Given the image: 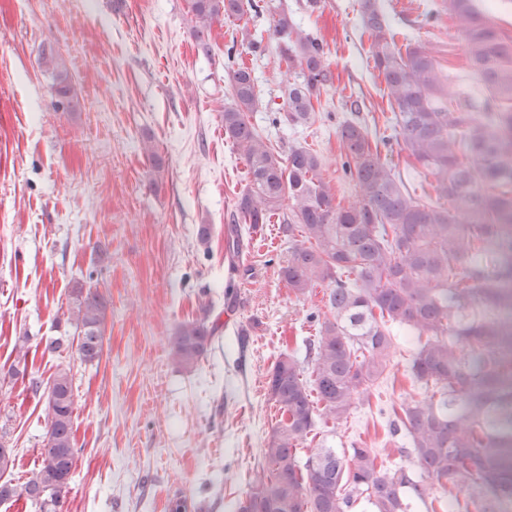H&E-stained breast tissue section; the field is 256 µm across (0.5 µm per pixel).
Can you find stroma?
<instances>
[{"mask_svg":"<svg viewBox=\"0 0 512 512\" xmlns=\"http://www.w3.org/2000/svg\"><path fill=\"white\" fill-rule=\"evenodd\" d=\"M242 19L215 22L199 56L190 0H0V437L14 450L5 472L25 482L41 462L47 385L73 379L76 465L60 512H237L281 413L268 395L283 352L304 355L316 336L325 286L304 297L280 275L288 241L278 221L232 225L247 165L224 136L226 53L242 30L265 45L244 54L260 95L250 121L276 151L312 148L342 203L355 184L342 171L338 129L360 118L383 162L423 202L440 205L435 179L410 167L398 144L385 83L361 34L358 0H255ZM321 40L332 82L314 120L284 122L278 4ZM392 28L433 46L449 89L482 102L448 0H378ZM54 47L79 98L54 111V79L41 63ZM163 160L155 172L144 141ZM208 239H201V225ZM241 251H226L230 232ZM107 302L103 355L83 362L62 320L73 290ZM214 330L200 364L169 358L178 325ZM68 346L57 356L47 340ZM412 344L398 341L383 377L317 440L360 444L378 465L410 466L406 438L390 435L393 410L424 394L404 374Z\"/></svg>","mask_w":512,"mask_h":512,"instance_id":"stroma-1","label":"stroma"}]
</instances>
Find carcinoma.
Here are the masks:
<instances>
[{
	"instance_id": "carcinoma-1",
	"label": "carcinoma",
	"mask_w": 512,
	"mask_h": 512,
	"mask_svg": "<svg viewBox=\"0 0 512 512\" xmlns=\"http://www.w3.org/2000/svg\"><path fill=\"white\" fill-rule=\"evenodd\" d=\"M253 0H191L192 34L202 54L212 52L213 22L253 10ZM448 15L463 37L467 59L489 92L485 124L448 107L445 76L422 45L400 48L378 8L361 0L362 34L371 40L373 69L386 86L395 125L409 162L436 178L449 207L421 202L379 158L366 126L349 120L339 131L345 172L356 198L347 205L321 176V161L302 145L283 157L249 120L259 96L252 70L227 52L231 100L224 106V136L246 161L249 187L236 204L246 224L281 215L291 242L281 276L295 296L328 284L319 336L304 359L283 353L268 388L285 418L273 430L264 465L239 512H349V485L371 512H408L409 500L435 501L448 491L444 512H507L512 506V358L505 341L512 326L498 314L512 308V42L479 16L474 0H448ZM280 60L299 70L288 83L285 120L304 125L331 80L321 41L281 9L274 24ZM42 63L55 76L54 110H77L58 52ZM290 213H281L283 203ZM68 321L77 352L92 363L103 351L107 305L94 292L73 291ZM416 339L406 372L427 390L393 410V432L412 447V467L377 465L373 448L309 449L299 445L318 425L343 421L388 367L391 328ZM213 329L203 320L181 323L171 336L172 361L194 370ZM311 365L304 377L301 361ZM73 386L60 368L47 392L42 464L20 487L0 483V503L25 496L56 512L76 464L72 435ZM467 490L461 502L453 490Z\"/></svg>"
}]
</instances>
